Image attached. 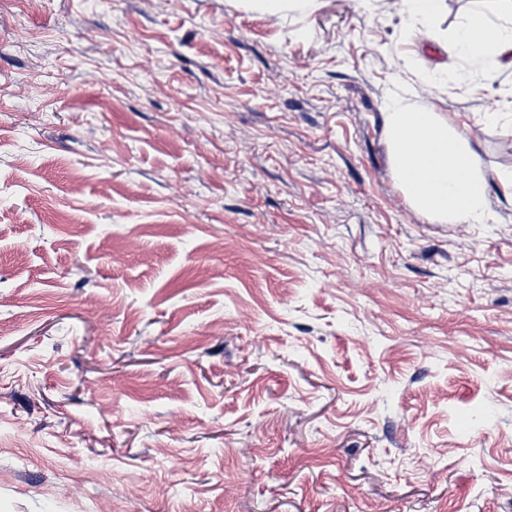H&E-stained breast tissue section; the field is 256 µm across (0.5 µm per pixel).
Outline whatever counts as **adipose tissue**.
Segmentation results:
<instances>
[{
  "mask_svg": "<svg viewBox=\"0 0 512 512\" xmlns=\"http://www.w3.org/2000/svg\"><path fill=\"white\" fill-rule=\"evenodd\" d=\"M455 43L463 55L486 61L512 52V2L496 15L472 10ZM387 128L395 176L414 206L445 222L483 223L487 180L464 133L450 130L428 104L392 106Z\"/></svg>",
  "mask_w": 512,
  "mask_h": 512,
  "instance_id": "1",
  "label": "adipose tissue"
}]
</instances>
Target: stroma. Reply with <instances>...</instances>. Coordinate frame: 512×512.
<instances>
[{"mask_svg": "<svg viewBox=\"0 0 512 512\" xmlns=\"http://www.w3.org/2000/svg\"><path fill=\"white\" fill-rule=\"evenodd\" d=\"M472 0H0V512H512V56ZM467 133L417 210L391 103ZM253 9L261 10L271 15H280L288 9L306 10L312 6V0H248ZM404 11L412 17L432 21L442 8V0H402ZM497 15H489L480 7L472 10L455 36L457 49L474 59L498 60L512 51V1ZM387 128L395 176L414 206L440 221L484 223L487 180L464 133L430 104L392 106Z\"/></svg>", "mask_w": 512, "mask_h": 512, "instance_id": "stroma-1", "label": "stroma"}]
</instances>
